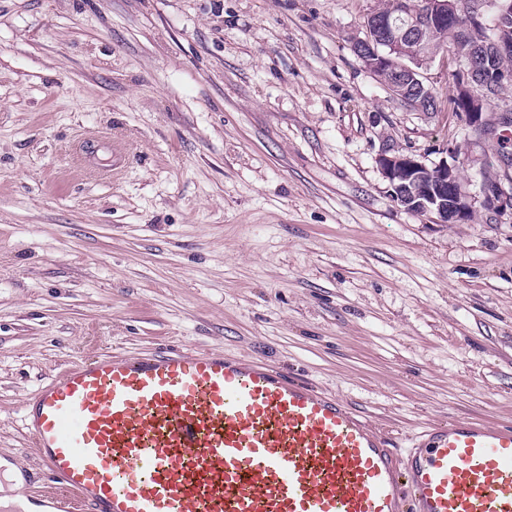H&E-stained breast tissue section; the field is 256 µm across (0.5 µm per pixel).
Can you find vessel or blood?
<instances>
[{
  "mask_svg": "<svg viewBox=\"0 0 512 512\" xmlns=\"http://www.w3.org/2000/svg\"><path fill=\"white\" fill-rule=\"evenodd\" d=\"M54 512H512V425L400 451L347 403L216 349L69 365L22 406Z\"/></svg>",
  "mask_w": 512,
  "mask_h": 512,
  "instance_id": "b4317fda",
  "label": "vessel or blood"
}]
</instances>
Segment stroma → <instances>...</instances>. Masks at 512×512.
Returning a JSON list of instances; mask_svg holds the SVG:
<instances>
[{"label":"stroma","instance_id":"35a3bbf8","mask_svg":"<svg viewBox=\"0 0 512 512\" xmlns=\"http://www.w3.org/2000/svg\"><path fill=\"white\" fill-rule=\"evenodd\" d=\"M386 0H0V457L98 355L218 348L349 402L398 449L512 425L503 135L397 99L353 49ZM450 151L470 217L405 210L379 157ZM509 189L506 190L501 183L497 181L485 182L482 190L484 201L492 211L500 212L504 207L510 206L512 209V178L509 180Z\"/></svg>","mask_w":512,"mask_h":512}]
</instances>
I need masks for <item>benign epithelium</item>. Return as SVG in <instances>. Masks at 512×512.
<instances>
[{"label": "benign epithelium", "instance_id": "1", "mask_svg": "<svg viewBox=\"0 0 512 512\" xmlns=\"http://www.w3.org/2000/svg\"><path fill=\"white\" fill-rule=\"evenodd\" d=\"M427 13L436 22L467 9L476 22H481L483 13L473 0H429ZM363 44L371 51V57L365 63L371 69L391 61H399L416 75L420 69L431 62L435 55L420 46L414 52L408 51L399 41L388 43L379 37L378 29L366 27ZM457 98L463 103L467 112L465 122L473 132L478 133L484 126L482 120L484 105L489 101L487 84L472 79L465 67H460L454 76ZM453 163L442 161L429 167L407 154L390 155L382 153L379 164L388 179L390 187L404 189L407 194L397 196L396 200L406 210L417 214L435 216L439 224H455L464 220L469 206L464 200L459 180V158L452 154ZM484 201L492 211H501L512 207V179L509 188H504L497 181L486 182L482 187Z\"/></svg>", "mask_w": 512, "mask_h": 512}]
</instances>
